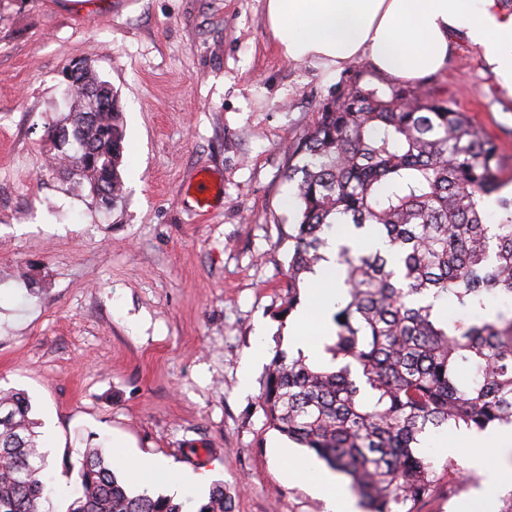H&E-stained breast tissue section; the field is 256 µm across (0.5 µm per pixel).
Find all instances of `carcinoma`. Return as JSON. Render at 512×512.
Instances as JSON below:
<instances>
[{
  "label": "carcinoma",
  "mask_w": 512,
  "mask_h": 512,
  "mask_svg": "<svg viewBox=\"0 0 512 512\" xmlns=\"http://www.w3.org/2000/svg\"><path fill=\"white\" fill-rule=\"evenodd\" d=\"M68 99L65 125L81 148L51 125V162L115 204L125 151L117 92L83 67ZM286 157L297 214L288 303L276 315L297 307L333 233L376 230L390 251L340 247L329 360L275 353L259 405L273 429L348 477L367 512H414L440 481L419 451L426 436L512 426V195L497 146L447 100L356 77L319 103ZM31 414L25 393L0 391V512H53ZM78 474L81 494L67 512H183L171 495L132 488L99 448L85 450ZM230 509L215 482L197 512Z\"/></svg>",
  "instance_id": "cac0c4a2"
}]
</instances>
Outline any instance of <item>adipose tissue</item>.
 <instances>
[{"label":"adipose tissue","instance_id":"adipose-tissue-1","mask_svg":"<svg viewBox=\"0 0 512 512\" xmlns=\"http://www.w3.org/2000/svg\"><path fill=\"white\" fill-rule=\"evenodd\" d=\"M265 22L288 60L337 71L364 59L406 82L442 71L461 36L512 93V12L500 0H266ZM335 302V289L314 277L292 335H307Z\"/></svg>","mask_w":512,"mask_h":512}]
</instances>
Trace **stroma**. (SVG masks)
Returning <instances> with one entry per match:
<instances>
[{"label": "stroma", "mask_w": 512, "mask_h": 512, "mask_svg": "<svg viewBox=\"0 0 512 512\" xmlns=\"http://www.w3.org/2000/svg\"><path fill=\"white\" fill-rule=\"evenodd\" d=\"M265 0H0V389L25 391L66 512L87 448L152 459L206 482L176 493L187 512L220 481L230 512H325L313 470L325 465L269 427L257 396L276 351L296 356L288 299L283 146L364 60L332 72L284 59ZM88 62L124 112V197L108 210L88 187L46 166L49 124L66 112V71ZM496 144L512 184V95L461 40L425 79ZM224 185L199 215V170ZM256 364L239 390L246 357ZM440 480L414 512H504L512 485L479 492L486 471L457 432L424 447ZM303 465L291 469V460Z\"/></svg>", "instance_id": "1"}]
</instances>
